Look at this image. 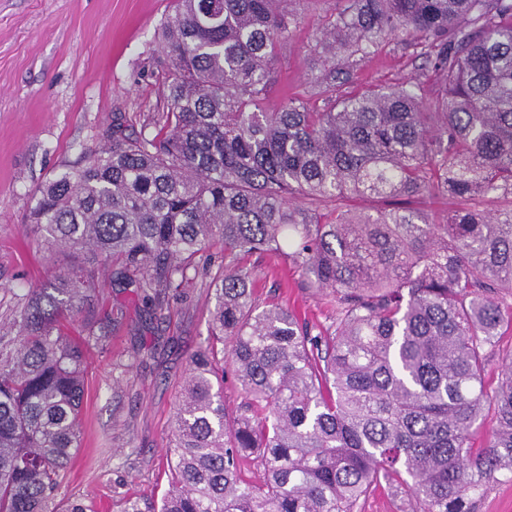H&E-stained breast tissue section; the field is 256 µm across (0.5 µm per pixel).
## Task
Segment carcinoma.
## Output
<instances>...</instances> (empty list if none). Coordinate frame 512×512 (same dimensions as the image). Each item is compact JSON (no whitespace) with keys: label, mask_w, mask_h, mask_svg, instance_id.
<instances>
[{"label":"carcinoma","mask_w":512,"mask_h":512,"mask_svg":"<svg viewBox=\"0 0 512 512\" xmlns=\"http://www.w3.org/2000/svg\"><path fill=\"white\" fill-rule=\"evenodd\" d=\"M174 2L158 34L162 110L138 132L115 119L80 168L37 190L32 231L66 264L29 289L18 343L0 347V512H54L87 355L109 338V315L68 334L100 271L153 303L182 294L217 245L171 488L123 512H357L382 483L410 493L411 512H475L512 476V350L497 388L484 383L512 329V0H346L313 47L322 112L262 106L291 0ZM396 35L421 46L441 94L406 82L336 96V63ZM423 194L459 207L433 224L412 207ZM368 197L387 206L344 208ZM489 197L508 207L485 212ZM298 199L335 201L333 218ZM256 254L288 260L333 321L314 335L288 307H258L244 265ZM227 368L244 392L232 418Z\"/></svg>","instance_id":"carcinoma-1"}]
</instances>
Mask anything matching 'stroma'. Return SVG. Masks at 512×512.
Listing matches in <instances>:
<instances>
[{"label":"stroma","mask_w":512,"mask_h":512,"mask_svg":"<svg viewBox=\"0 0 512 512\" xmlns=\"http://www.w3.org/2000/svg\"><path fill=\"white\" fill-rule=\"evenodd\" d=\"M336 8V0H295L267 111L288 98L324 110L315 86L323 64L310 48ZM173 15L172 0H0V321L54 265L27 224L37 189L80 167L82 150L100 144L115 118L138 126L160 107L156 39ZM405 81L421 82L429 96L438 86L413 40L399 35L337 74L336 93ZM246 265L259 305L282 304L312 325L329 324L332 305L288 264L253 256ZM209 297L208 279H198L151 317L135 289L100 276L91 304L111 312L110 340L89 356L80 448L55 512L75 499L87 512H120L129 497L161 499L181 382L209 337Z\"/></svg>","instance_id":"stroma-1"}]
</instances>
